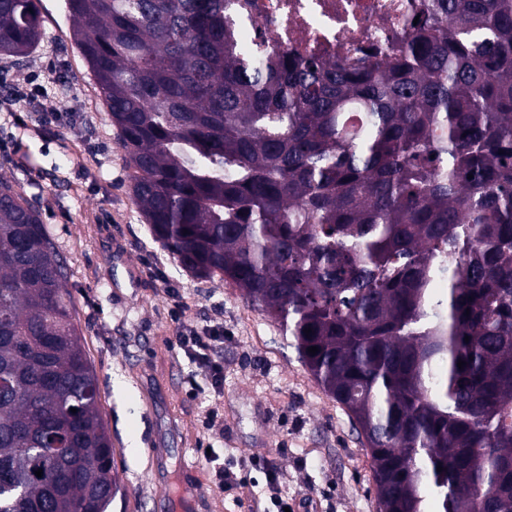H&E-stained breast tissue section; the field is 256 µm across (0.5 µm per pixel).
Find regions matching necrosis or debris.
I'll return each instance as SVG.
<instances>
[{"instance_id": "1", "label": "necrosis or debris", "mask_w": 512, "mask_h": 512, "mask_svg": "<svg viewBox=\"0 0 512 512\" xmlns=\"http://www.w3.org/2000/svg\"><path fill=\"white\" fill-rule=\"evenodd\" d=\"M430 0H227L229 12L247 19L240 36L296 59L340 67L393 56L406 43L415 17Z\"/></svg>"}]
</instances>
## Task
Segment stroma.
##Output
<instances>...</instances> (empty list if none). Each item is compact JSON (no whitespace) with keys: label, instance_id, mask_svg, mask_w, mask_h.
Instances as JSON below:
<instances>
[{"label":"stroma","instance_id":"stroma-1","mask_svg":"<svg viewBox=\"0 0 512 512\" xmlns=\"http://www.w3.org/2000/svg\"><path fill=\"white\" fill-rule=\"evenodd\" d=\"M44 36L24 60L0 56L7 83L38 76L39 107L0 112V177L39 210L68 264L75 323L94 365L101 414L125 487L110 512H235L197 454L259 458L247 479L266 496L277 470L295 512H379L370 451L347 412L299 361L279 325L237 288L198 279L156 243L129 193V168L62 0H39ZM217 326L224 385L198 380L175 347L180 325ZM196 379V378H195ZM220 419L201 421L210 409Z\"/></svg>","mask_w":512,"mask_h":512}]
</instances>
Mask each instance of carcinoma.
I'll return each instance as SVG.
<instances>
[{
	"mask_svg": "<svg viewBox=\"0 0 512 512\" xmlns=\"http://www.w3.org/2000/svg\"><path fill=\"white\" fill-rule=\"evenodd\" d=\"M64 4L155 241L279 323L380 512H512V0H434L393 60L342 71L254 53L224 0ZM42 35L35 0H0L1 55ZM66 281L0 180V512L122 493Z\"/></svg>",
	"mask_w": 512,
	"mask_h": 512,
	"instance_id": "carcinoma-1",
	"label": "carcinoma"
}]
</instances>
